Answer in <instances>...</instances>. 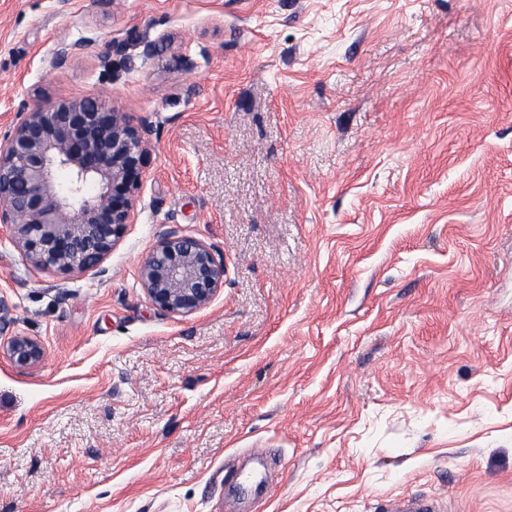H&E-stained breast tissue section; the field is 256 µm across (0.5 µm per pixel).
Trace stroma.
<instances>
[{
  "label": "stroma",
  "mask_w": 512,
  "mask_h": 512,
  "mask_svg": "<svg viewBox=\"0 0 512 512\" xmlns=\"http://www.w3.org/2000/svg\"><path fill=\"white\" fill-rule=\"evenodd\" d=\"M79 95L154 134L105 275L0 230V512H512V0H0V135ZM169 227L224 260L187 316ZM138 283L161 310L191 314L205 308L224 287V260L206 242L170 228L141 263ZM5 354L17 368L25 369L38 365L43 358V348L28 336H14L6 345ZM386 512H440L434 499L426 497H407L392 500L387 504Z\"/></svg>",
  "instance_id": "stroma-1"
}]
</instances>
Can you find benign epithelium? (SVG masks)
I'll return each mask as SVG.
<instances>
[{
  "instance_id": "obj_1",
  "label": "benign epithelium",
  "mask_w": 512,
  "mask_h": 512,
  "mask_svg": "<svg viewBox=\"0 0 512 512\" xmlns=\"http://www.w3.org/2000/svg\"><path fill=\"white\" fill-rule=\"evenodd\" d=\"M83 49L61 41L52 66ZM153 124L91 96L23 105L0 138V226L37 270L106 273L104 263L133 223ZM138 283L161 310L191 314L224 288V259L206 242L170 228L141 263ZM5 354L38 365L43 348L14 336Z\"/></svg>"
}]
</instances>
